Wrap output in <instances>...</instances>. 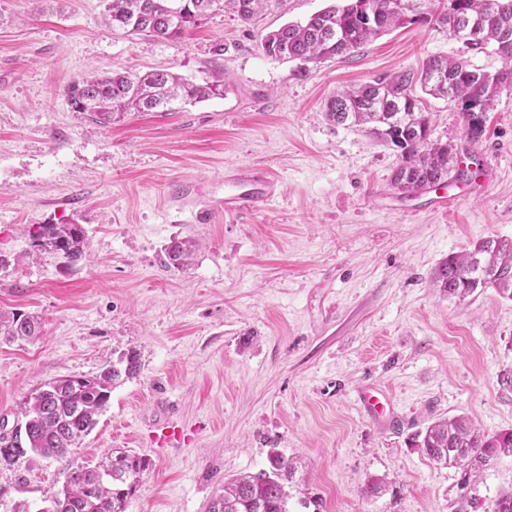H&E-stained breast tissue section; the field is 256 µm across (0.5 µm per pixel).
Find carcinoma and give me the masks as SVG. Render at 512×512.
Segmentation results:
<instances>
[{"label": "carcinoma", "mask_w": 512, "mask_h": 512, "mask_svg": "<svg viewBox=\"0 0 512 512\" xmlns=\"http://www.w3.org/2000/svg\"><path fill=\"white\" fill-rule=\"evenodd\" d=\"M268 0H115L107 4L105 22L128 36L176 39L197 27L217 8L231 10L240 20L258 15ZM437 25L463 46V55L432 56L416 69L379 75L357 88L339 91L326 104V118L337 125L369 126L374 137L400 149L392 186L410 196L442 181L468 176L460 167L454 140L430 139V113L422 111L416 90L460 105L468 135L482 132L485 112L500 93L512 88V0H344L310 17L288 23L262 36L265 55L303 64L345 57L368 41L406 23ZM499 53L504 66L489 73L475 67L469 55ZM224 93V72L210 70L196 83L168 71L144 74L112 71L81 77L65 87L75 112L98 126H109L133 112H172L187 103ZM31 246L46 248L73 264L82 259L87 236L80 224H38L29 231ZM196 242L178 238L165 248L167 263L187 267ZM434 281L450 297L464 298L492 288L512 300V239L487 238L471 250L451 254L434 272ZM40 319L12 312L0 315V339L29 342L40 336ZM140 369L137 352L121 355L100 373L69 375L40 384L20 403L17 422L0 435V461L10 462L31 452L64 459L81 444L105 410L112 389ZM412 441L435 462L462 470L463 483L491 465L499 454L512 455V430L493 435L482 432L463 417L438 420L417 432ZM269 469L241 475L224 484L211 501L209 512H289L286 484L295 467L279 452L268 457ZM146 469V461L113 448L95 466L79 465L67 471L62 490L48 512H125L128 497Z\"/></svg>", "instance_id": "cac0c4a2"}]
</instances>
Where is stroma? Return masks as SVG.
I'll return each mask as SVG.
<instances>
[{"label": "stroma", "mask_w": 512, "mask_h": 512, "mask_svg": "<svg viewBox=\"0 0 512 512\" xmlns=\"http://www.w3.org/2000/svg\"><path fill=\"white\" fill-rule=\"evenodd\" d=\"M333 2L268 0L247 22L218 9L168 40L112 29L107 0H0V312L43 322L33 342L0 340V433L41 383L97 374L131 349L140 362L68 459L0 464V512H41L67 465L111 448L148 463L126 512H207L274 449L296 465L290 512H491L512 489V455L463 493L459 470L411 443L455 415L512 430V386L500 382L512 371V301L491 288L458 300L432 280L449 254L512 238V89L474 140L456 101L423 96L432 138H454L480 171L449 211L403 197L390 182L399 149L329 122L325 102L461 45L416 23L317 65L263 54L264 34ZM214 62L222 96L109 127L64 94L93 70L199 81ZM239 165L275 177L278 194L195 222ZM60 222L82 224L90 259L26 257L29 229ZM175 238L200 243L187 269L165 265ZM365 390L389 395L393 420L365 414ZM161 422L176 429L162 443ZM374 478L386 488L366 496Z\"/></svg>", "instance_id": "stroma-1"}]
</instances>
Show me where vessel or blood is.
Masks as SVG:
<instances>
[{
  "instance_id": "b4317fda",
  "label": "vessel or blood",
  "mask_w": 512,
  "mask_h": 512,
  "mask_svg": "<svg viewBox=\"0 0 512 512\" xmlns=\"http://www.w3.org/2000/svg\"><path fill=\"white\" fill-rule=\"evenodd\" d=\"M275 195V184L261 170L247 166L230 168L224 173V195L213 199L210 210L239 214L257 209Z\"/></svg>"
}]
</instances>
